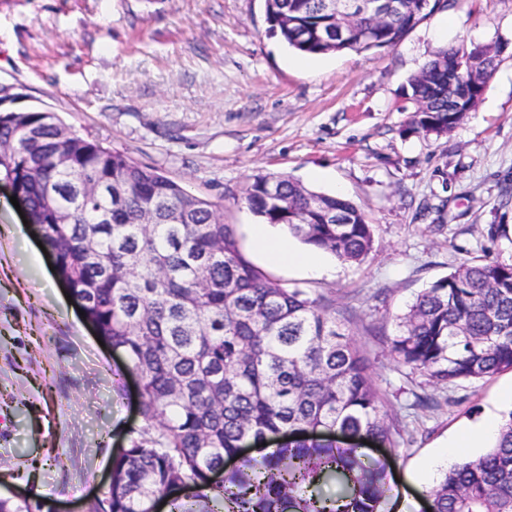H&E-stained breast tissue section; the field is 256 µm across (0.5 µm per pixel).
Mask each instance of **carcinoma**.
<instances>
[{
    "label": "carcinoma",
    "instance_id": "carcinoma-1",
    "mask_svg": "<svg viewBox=\"0 0 512 512\" xmlns=\"http://www.w3.org/2000/svg\"><path fill=\"white\" fill-rule=\"evenodd\" d=\"M323 0H265L269 32L312 55L392 47L455 0H394L370 26L351 15L342 38ZM498 51L475 58L464 43L439 50L409 80L427 107L413 130L440 136L460 122L441 70L489 78ZM0 176L12 180L42 223L61 280L99 339L124 354L139 378L143 425L112 455V483L88 512H388L385 466L365 462L356 441L393 446L369 359L325 298L268 277L243 255L233 227L207 199L154 167L85 139L56 114L0 117ZM68 165H60V157ZM267 224L302 243L360 264L373 248L364 214L348 199L288 177L258 175L243 196ZM393 360L436 384L512 369V263L477 259L433 282L399 317ZM322 429L350 435L343 446ZM298 432L245 457L220 483L211 475L246 441ZM334 480L331 495L321 485ZM431 512H512V411L484 454L454 464L429 491ZM0 512H41L0 498Z\"/></svg>",
    "mask_w": 512,
    "mask_h": 512
}]
</instances>
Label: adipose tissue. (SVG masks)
Segmentation results:
<instances>
[{
  "label": "adipose tissue",
  "instance_id": "obj_1",
  "mask_svg": "<svg viewBox=\"0 0 512 512\" xmlns=\"http://www.w3.org/2000/svg\"><path fill=\"white\" fill-rule=\"evenodd\" d=\"M256 249L265 261L273 266H297L312 276L319 277L327 268L318 249L296 248L282 231L281 226L257 224L252 229Z\"/></svg>",
  "mask_w": 512,
  "mask_h": 512
}]
</instances>
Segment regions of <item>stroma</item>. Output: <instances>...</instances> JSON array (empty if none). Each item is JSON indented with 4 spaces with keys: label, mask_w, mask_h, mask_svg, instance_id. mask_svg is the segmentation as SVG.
<instances>
[{
    "label": "stroma",
    "mask_w": 512,
    "mask_h": 512,
    "mask_svg": "<svg viewBox=\"0 0 512 512\" xmlns=\"http://www.w3.org/2000/svg\"><path fill=\"white\" fill-rule=\"evenodd\" d=\"M499 49L473 112L453 131L409 129L410 78L439 48ZM304 54L268 30L265 0H0V108L56 113L78 135L157 168L217 206L244 256L324 295L370 360L394 448L366 447L405 512H426L410 475L512 386V370L433 385L387 352L397 318L477 256L512 262V0H457L396 46ZM343 188L374 230L359 265L311 276L267 264L243 200L256 175ZM0 182V498L84 512L112 454L142 425L135 377L100 345ZM437 408L414 410L415 395Z\"/></svg>",
    "instance_id": "1"
}]
</instances>
